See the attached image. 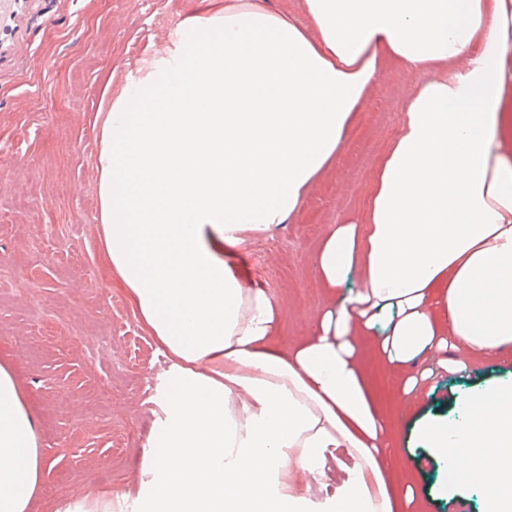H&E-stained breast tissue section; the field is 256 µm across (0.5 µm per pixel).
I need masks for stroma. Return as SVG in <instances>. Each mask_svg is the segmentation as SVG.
<instances>
[{
    "mask_svg": "<svg viewBox=\"0 0 512 512\" xmlns=\"http://www.w3.org/2000/svg\"><path fill=\"white\" fill-rule=\"evenodd\" d=\"M202 0H13L0 14V363L12 367L52 463L29 512L77 496L137 512L138 459L162 413L169 360L106 268L96 158L102 92H119L161 51ZM420 75L384 65L335 167L285 224L244 253L279 302L290 347L310 335L323 305L314 254L354 217ZM431 395L403 400L376 372L380 399L407 464L432 494L425 512H483L481 490L455 485L423 448L417 427L459 418L478 390L512 382V362L471 358Z\"/></svg>",
    "mask_w": 512,
    "mask_h": 512,
    "instance_id": "35a3bbf8",
    "label": "stroma"
}]
</instances>
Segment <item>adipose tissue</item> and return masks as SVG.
Segmentation results:
<instances>
[{
	"mask_svg": "<svg viewBox=\"0 0 512 512\" xmlns=\"http://www.w3.org/2000/svg\"><path fill=\"white\" fill-rule=\"evenodd\" d=\"M266 0L201 9L110 99L97 155L103 250L171 360L141 451L142 512H422L359 352L409 398L456 357L512 354V0ZM443 70L408 100L360 215L315 255L329 302L284 351L276 301L235 259L332 168L380 67ZM448 476L512 512V384L421 431ZM470 464L457 469L453 449ZM341 479L314 501L330 460ZM50 463L0 364V512Z\"/></svg>",
	"mask_w": 512,
	"mask_h": 512,
	"instance_id": "ef3b65f1",
	"label": "adipose tissue"
}]
</instances>
